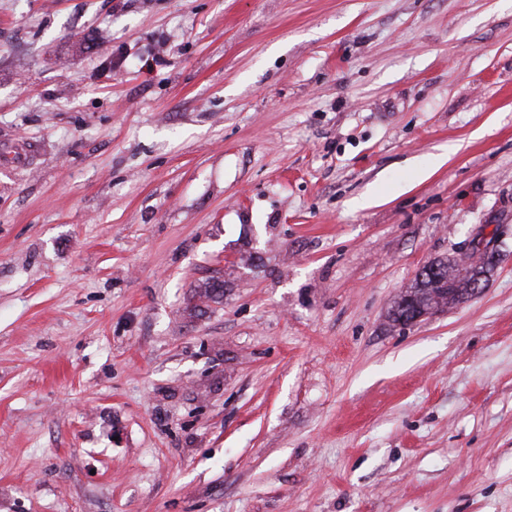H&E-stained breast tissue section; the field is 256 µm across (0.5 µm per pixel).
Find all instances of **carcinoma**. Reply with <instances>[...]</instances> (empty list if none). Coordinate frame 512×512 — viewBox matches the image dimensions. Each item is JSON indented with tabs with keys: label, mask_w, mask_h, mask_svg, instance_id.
Returning a JSON list of instances; mask_svg holds the SVG:
<instances>
[{
	"label": "carcinoma",
	"mask_w": 512,
	"mask_h": 512,
	"mask_svg": "<svg viewBox=\"0 0 512 512\" xmlns=\"http://www.w3.org/2000/svg\"><path fill=\"white\" fill-rule=\"evenodd\" d=\"M429 268L436 269V272L431 276L421 272L420 278L394 302L390 312L393 323H404L410 311H433L460 302L474 291L484 273L482 264H462L456 260L438 261L429 265ZM223 295L224 281L220 279H211L200 286L199 296L203 298L217 300Z\"/></svg>",
	"instance_id": "1"
}]
</instances>
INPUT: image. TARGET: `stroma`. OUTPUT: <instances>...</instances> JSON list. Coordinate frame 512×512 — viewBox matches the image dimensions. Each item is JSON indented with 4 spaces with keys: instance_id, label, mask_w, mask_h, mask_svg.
<instances>
[{
    "instance_id": "stroma-1",
    "label": "stroma",
    "mask_w": 512,
    "mask_h": 512,
    "mask_svg": "<svg viewBox=\"0 0 512 512\" xmlns=\"http://www.w3.org/2000/svg\"><path fill=\"white\" fill-rule=\"evenodd\" d=\"M2 142L0 512H512V0H0ZM480 260V263L465 264L456 260L438 261L426 266L415 283L394 302L390 312L391 321L404 324V318L410 311H433L463 300L477 289V281L484 273L485 255ZM432 268L436 272L429 276L426 271Z\"/></svg>"
}]
</instances>
